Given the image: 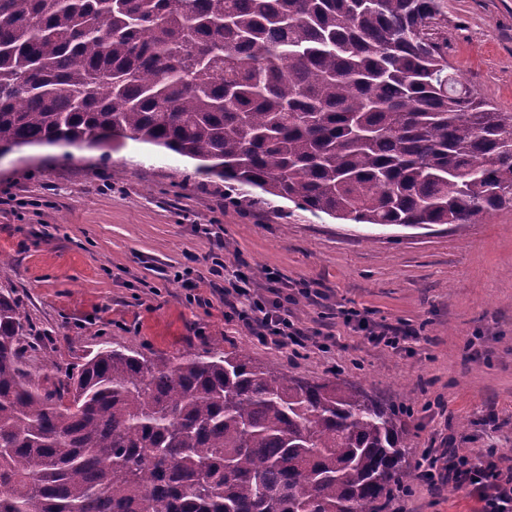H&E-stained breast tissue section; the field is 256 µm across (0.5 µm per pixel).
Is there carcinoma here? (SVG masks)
Masks as SVG:
<instances>
[{
  "instance_id": "1",
  "label": "carcinoma",
  "mask_w": 512,
  "mask_h": 512,
  "mask_svg": "<svg viewBox=\"0 0 512 512\" xmlns=\"http://www.w3.org/2000/svg\"><path fill=\"white\" fill-rule=\"evenodd\" d=\"M440 0H0V150L99 134L352 224L512 208V112L464 86ZM0 293V512H389L400 413L236 348L26 369Z\"/></svg>"
}]
</instances>
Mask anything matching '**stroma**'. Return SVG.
Instances as JSON below:
<instances>
[{
  "label": "stroma",
  "mask_w": 512,
  "mask_h": 512,
  "mask_svg": "<svg viewBox=\"0 0 512 512\" xmlns=\"http://www.w3.org/2000/svg\"><path fill=\"white\" fill-rule=\"evenodd\" d=\"M437 34L478 96L512 112V0H443ZM194 161L133 141L98 148L22 147L0 156V289L31 328L28 370L43 381L78 370L102 342L172 358L213 347L312 380L340 376L410 408L409 463L454 446L512 448V209L481 224L427 229L350 224L259 190L232 206ZM205 224L209 235L197 232ZM255 287L284 276L300 353L224 319L210 284L212 239ZM189 272L195 288L177 273ZM314 297L302 295L303 286ZM406 331L371 344L340 309ZM337 344L319 348L325 337ZM393 512H475L451 483L415 481Z\"/></svg>",
  "instance_id": "obj_1"
}]
</instances>
